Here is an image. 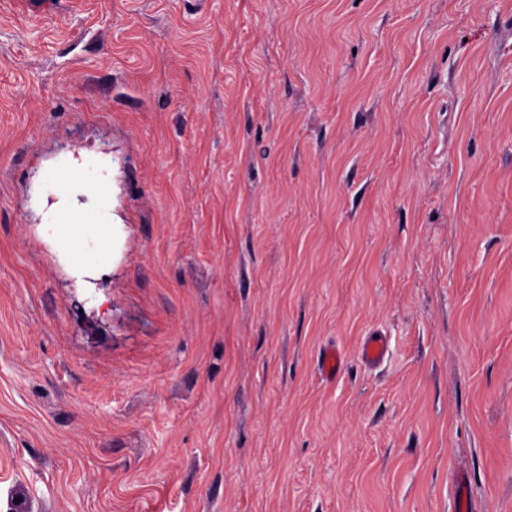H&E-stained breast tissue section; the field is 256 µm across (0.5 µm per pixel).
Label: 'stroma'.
<instances>
[{"instance_id":"35a3bbf8","label":"stroma","mask_w":512,"mask_h":512,"mask_svg":"<svg viewBox=\"0 0 512 512\" xmlns=\"http://www.w3.org/2000/svg\"><path fill=\"white\" fill-rule=\"evenodd\" d=\"M92 145L90 289L28 205ZM457 471L512 512V0H0V512H452ZM387 343L382 337H367L360 346V357L366 366H376L386 357ZM318 365L325 379H335L345 365L344 353L335 345H328L320 352Z\"/></svg>"}]
</instances>
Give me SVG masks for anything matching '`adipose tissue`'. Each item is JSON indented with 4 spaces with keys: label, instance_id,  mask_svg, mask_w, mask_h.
Instances as JSON below:
<instances>
[{
    "label": "adipose tissue",
    "instance_id": "adipose-tissue-1",
    "mask_svg": "<svg viewBox=\"0 0 512 512\" xmlns=\"http://www.w3.org/2000/svg\"><path fill=\"white\" fill-rule=\"evenodd\" d=\"M31 199L34 234L75 280L112 273L122 228L112 221V156L96 148L40 162Z\"/></svg>",
    "mask_w": 512,
    "mask_h": 512
}]
</instances>
